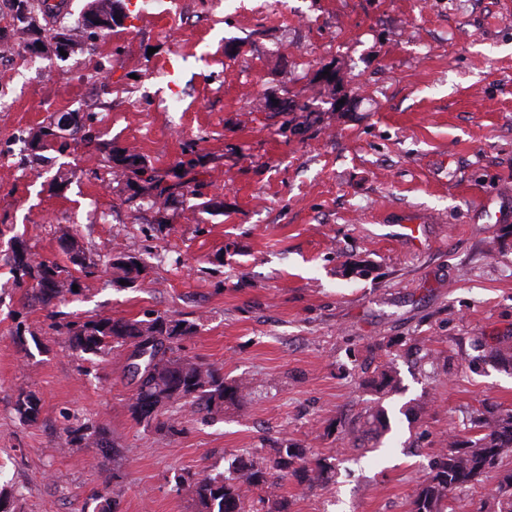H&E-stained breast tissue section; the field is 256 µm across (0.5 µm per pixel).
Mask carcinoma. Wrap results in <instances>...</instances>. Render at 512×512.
I'll use <instances>...</instances> for the list:
<instances>
[{
  "label": "carcinoma",
  "instance_id": "obj_1",
  "mask_svg": "<svg viewBox=\"0 0 512 512\" xmlns=\"http://www.w3.org/2000/svg\"><path fill=\"white\" fill-rule=\"evenodd\" d=\"M122 0H92L82 24L83 32L92 40L105 30L112 29L115 15L121 11ZM17 30L25 42L36 45L44 42V35L37 24L35 10L51 11L48 0L33 5L31 0H14ZM68 121L67 131L74 136L82 131V118L76 112L62 115L40 128L34 136L32 149H44L49 137ZM139 155L125 149L121 154L107 150V162L113 165L114 174L130 184L143 181L156 191L154 204L157 209L188 192L190 181L180 174L168 181V175L147 168L136 162ZM18 283L32 281L44 304L62 302L73 293L76 280L62 275L57 264L40 259L25 250H17L12 257ZM69 338L71 348L83 354L105 357L131 347L141 356L140 383L131 397L129 408L138 421L155 423V429L175 432L169 421L159 419V414L144 418L143 407L151 402L159 407L169 402H181L191 412L205 415L224 413V406L242 399L249 389L248 383L224 382L221 369L200 360L179 355L177 345L164 346L163 342L148 349L141 348L142 337L170 338L191 333L193 325L167 316L157 315L147 320H130L99 315L86 321H65L57 324ZM491 358L497 366L512 369V342L509 337L497 339L491 348ZM375 391L388 394L396 391L398 382L392 371L383 369L373 380ZM16 410L24 420L32 421L38 414V404L30 397L20 398ZM471 429L476 435L467 439L450 432L444 446L429 460L428 466L411 499V512H459L454 492L457 488L494 476L493 482L484 486V503L490 512H512V496L503 495L505 484H512V467L504 468L503 459L512 451V411L480 414L471 419ZM333 469L327 458H308L303 449L281 443L272 448L268 457L244 461L235 457L228 463L227 474L214 477L197 472L186 477L178 476V484L188 485L194 495L196 512H289L288 499L279 493L281 482L290 475L315 474L323 479Z\"/></svg>",
  "mask_w": 512,
  "mask_h": 512
}]
</instances>
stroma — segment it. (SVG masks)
<instances>
[{
    "mask_svg": "<svg viewBox=\"0 0 512 512\" xmlns=\"http://www.w3.org/2000/svg\"><path fill=\"white\" fill-rule=\"evenodd\" d=\"M94 42L25 47L0 65V489L10 512H195L177 475L223 473L288 441L335 456L329 481L288 478L290 512H409L448 432L512 410V0H123ZM181 92L177 111L167 105ZM294 99L296 112L274 111ZM69 112L83 138L34 164L33 135ZM194 168L193 192L152 207L111 176L104 146ZM98 264L85 274L59 228ZM76 278L49 307L15 250ZM139 258L131 282L110 268ZM108 315L194 323L180 353L248 381L210 418L131 415L125 355L94 362L52 327ZM392 369L398 392L364 386ZM33 396L35 421L18 398ZM390 428L365 440V413ZM104 428L64 444L67 427Z\"/></svg>",
    "mask_w": 512,
    "mask_h": 512,
    "instance_id": "obj_1",
    "label": "stroma"
}]
</instances>
